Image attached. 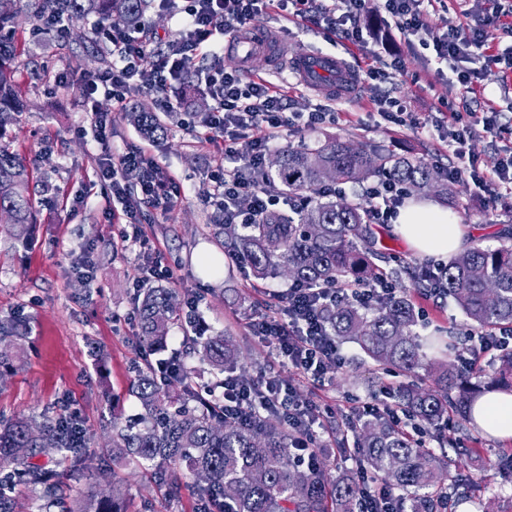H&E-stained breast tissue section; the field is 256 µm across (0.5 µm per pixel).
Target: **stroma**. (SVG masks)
<instances>
[{
    "mask_svg": "<svg viewBox=\"0 0 512 512\" xmlns=\"http://www.w3.org/2000/svg\"><path fill=\"white\" fill-rule=\"evenodd\" d=\"M35 25L34 9L18 15L17 26L24 32L27 49L18 78L28 86L29 94L9 133L16 136L35 177L48 181L52 190L39 207V219L28 243L0 244V318L18 317L29 325V345L22 359L0 376V420L35 418L44 412L54 417L70 414L79 420L91 439L86 468H71L55 452L37 457L38 463L62 473L70 501L109 495L113 482L119 481L130 512H197L194 492L186 490L179 499H169L165 488L149 473L112 459L109 423L116 413L125 417L140 413L131 383L136 366L146 357L139 345L137 323L129 318L142 269L134 251L117 253L112 249L116 226L106 204L110 189L96 176L101 148L94 140L92 113L114 112L113 102L101 95L90 108L77 93L84 71L95 74L103 68L76 37L77 31L93 29L92 19L67 23L62 42L36 35ZM255 25L282 38L287 56L303 51L332 53L346 59L357 73L367 68L359 51L314 29L286 23L271 13L257 18ZM406 56L408 76L379 89L360 83L356 93L341 99L335 123L300 131L294 134V141L314 145L336 135L356 146L391 149L420 158L437 171L446 170L451 159L438 135L397 126L378 114L375 99L382 91L406 100L409 111L421 118L436 111L440 102L458 100L456 78L451 72L437 71L433 46L414 44ZM57 74L67 77L66 85L54 83ZM483 78L486 96L473 103V110L490 104L512 116V73L493 64ZM114 114L110 148L146 146L183 187L184 196L170 216L147 209L141 218L145 236L174 271L170 286L177 292L179 307H186L189 297L197 296V316L207 335L233 337L243 348L236 374L278 373L284 384L318 401L325 409L324 428L316 434L321 459L331 479L349 474V467L337 465L339 450L345 445L338 411L352 412L354 406L370 400L385 405L384 387L388 384L413 382L435 388V376L424 373L413 379L377 365L347 340L340 343L344 361L334 368L328 387L282 371L245 326L246 317L261 308L263 298L246 287L253 278L250 270L225 258L212 231L214 211L203 200L208 176L223 163V156L194 146L179 117L167 121L168 137L163 143L150 144L125 113ZM455 185L459 194L451 212L468 229L470 240L495 247L512 236V196L500 193L492 184L478 191L466 177ZM372 231L379 266L396 273L391 280L393 288L412 292L413 276L421 272L425 257L411 252L389 226L376 225ZM85 247L98 256L88 276L77 269ZM206 255L222 258L217 271L203 268L201 259ZM414 304L426 310L424 320L415 328L420 340H447L452 347L451 360L459 361L470 324L454 300L415 295ZM450 438L456 441V472L462 478L502 453L512 454V438L488 436L457 416L443 432L426 434L436 451ZM456 512H512V473L489 471L483 488L460 495Z\"/></svg>",
    "mask_w": 512,
    "mask_h": 512,
    "instance_id": "35a3bbf8",
    "label": "stroma"
}]
</instances>
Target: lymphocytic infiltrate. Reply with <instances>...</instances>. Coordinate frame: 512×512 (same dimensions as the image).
I'll return each mask as SVG.
<instances>
[{"label": "lymphocytic infiltrate", "instance_id": "obj_1", "mask_svg": "<svg viewBox=\"0 0 512 512\" xmlns=\"http://www.w3.org/2000/svg\"><path fill=\"white\" fill-rule=\"evenodd\" d=\"M447 6V0H159L160 9L178 18V29L162 42L148 26L134 33L102 26L104 39L112 45V63L85 81L79 93L88 103L98 94L109 95L119 110L133 95L149 94L156 98L160 113L178 112L181 104L167 94L171 79L181 76L189 62L209 59L205 88L211 107L202 117L185 119L183 126L198 144L224 152L223 166L209 178L205 202L222 223L253 224L282 199L280 192L258 183L253 171L262 168L267 152L289 134L335 122L337 109L328 105L310 112H289L293 90L288 83L246 80L218 65L224 39L235 37L257 16L273 13L340 37L370 58L366 79L384 81L408 72L406 56L388 46V37L396 35L409 44L429 35L437 64L456 74L461 94L481 95L485 86L477 63L495 59L484 24L474 21L475 10L469 7L462 11L469 24H449L441 34H432V13ZM380 105L383 115L398 126L423 132L436 126L443 129V140L456 160L448 170L449 178L466 176L478 190L491 183L512 194V143H504L503 159L487 171L478 169L468 150L476 133L502 139L512 130L494 107L479 112L454 110L436 124L409 112L401 98L387 96ZM99 175L111 187L112 221L121 227L113 249L138 247L142 268L150 279H173V270L158 261L155 246L145 238L139 218L146 206L168 212L182 192L180 184L163 172L155 158L135 146L101 158ZM404 197L402 185L384 178L366 185L361 201L372 223L387 224ZM395 294L384 276L367 285L294 283L279 294L277 308L251 317L247 327L283 365L322 382L343 359L322 318V308L348 298L370 308ZM220 395L226 416L249 425L263 414H273L303 437L313 433L322 416L316 404L301 399L274 376H225ZM353 478L363 488L360 512H396L398 495L367 468L357 467Z\"/></svg>", "mask_w": 512, "mask_h": 512}]
</instances>
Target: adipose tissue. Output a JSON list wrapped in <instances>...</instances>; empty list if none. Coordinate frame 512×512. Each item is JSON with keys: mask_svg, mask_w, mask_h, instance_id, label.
I'll return each mask as SVG.
<instances>
[{"mask_svg": "<svg viewBox=\"0 0 512 512\" xmlns=\"http://www.w3.org/2000/svg\"><path fill=\"white\" fill-rule=\"evenodd\" d=\"M392 230L407 246L422 256L451 259L462 252L467 239L446 207L430 201L412 202L402 208ZM472 417L489 436L512 438V393L489 390L477 395Z\"/></svg>", "mask_w": 512, "mask_h": 512, "instance_id": "adipose-tissue-1", "label": "adipose tissue"}]
</instances>
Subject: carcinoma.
<instances>
[{
    "label": "carcinoma",
    "instance_id": "1",
    "mask_svg": "<svg viewBox=\"0 0 512 512\" xmlns=\"http://www.w3.org/2000/svg\"><path fill=\"white\" fill-rule=\"evenodd\" d=\"M38 11H55L66 18L95 16L117 20L129 30L148 22L146 0H37ZM18 14L16 0H0V30ZM22 52L11 36L0 35V215L5 216L0 236L27 239L36 223L37 205L29 193L31 173L23 156L4 139L16 113L24 106V90L16 77ZM128 119L148 138L162 139L165 126L151 120V113L133 106ZM431 193L445 204L454 202V183L419 158L381 149L357 148L340 137L329 138L316 148L290 145L277 156L275 170L263 174L262 183L280 186L290 194H312L324 182L335 180L362 184L384 176ZM213 234L224 250L244 256L257 278L281 274L295 283H365L377 276L375 252L363 245L370 235L364 205L344 197H321L302 209L276 208L259 224H215ZM444 294L452 297L473 327L490 333L512 324V242L496 248L474 245L459 255L441 274ZM141 344L164 350L177 321L173 291L146 288L138 305ZM331 332L357 343L373 361L412 374L425 367L438 373L439 388L426 391L412 385L399 390L398 399L413 421L432 428L448 421V415H465L475 391L457 388L455 364L420 351L413 327L417 313L412 295L403 294L369 311L353 301L324 309ZM26 336L20 320L0 321V366L21 356ZM198 357L216 375L232 370L242 358L235 340L225 336H186L180 362ZM172 382L160 380L152 365L138 369L131 392L142 413L134 421L112 418L113 456L152 472L177 498L182 489L197 490L201 512L210 502H223V512H358L361 488L350 479L331 481L317 465L296 469L291 453L293 430L272 425L269 418L251 427L224 418L221 402L206 403L192 395L188 381L192 370ZM491 387L512 392V352L500 365H488ZM183 386V394L170 388ZM356 445L364 462L389 487L403 494L411 512H435L453 502L456 495V461L416 447L381 416L352 422ZM88 441L76 422L43 416L21 418L0 428V512H15L5 487L21 476L39 501V512L65 508L60 497L61 477L32 462L39 452L66 455L71 467L86 463ZM122 489L112 498H88L74 512H126L119 506Z\"/></svg>",
    "mask_w": 512,
    "mask_h": 512
}]
</instances>
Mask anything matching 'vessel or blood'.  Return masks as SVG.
<instances>
[{
	"label": "vessel or blood",
	"instance_id": "b4317fda",
	"mask_svg": "<svg viewBox=\"0 0 512 512\" xmlns=\"http://www.w3.org/2000/svg\"><path fill=\"white\" fill-rule=\"evenodd\" d=\"M234 52H258L267 57L272 65H279L284 56L283 46L264 30L240 33L230 46ZM290 60V68L305 86L329 96H341L346 92L354 74L346 62L332 54L302 52Z\"/></svg>",
	"mask_w": 512,
	"mask_h": 512
}]
</instances>
